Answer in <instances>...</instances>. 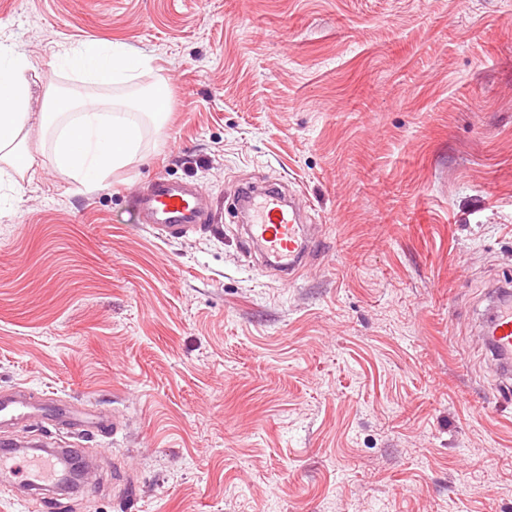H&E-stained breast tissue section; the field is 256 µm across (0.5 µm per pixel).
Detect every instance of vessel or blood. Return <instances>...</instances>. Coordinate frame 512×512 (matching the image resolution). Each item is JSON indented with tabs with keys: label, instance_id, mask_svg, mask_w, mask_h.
I'll return each mask as SVG.
<instances>
[{
	"label": "vessel or blood",
	"instance_id": "1",
	"mask_svg": "<svg viewBox=\"0 0 512 512\" xmlns=\"http://www.w3.org/2000/svg\"><path fill=\"white\" fill-rule=\"evenodd\" d=\"M240 202L248 211L247 242L264 253L281 275L294 273L312 247L300 220V209L285 200L278 189L245 187ZM143 223L169 237H180L200 229L211 205L205 195L187 182L157 178L138 197ZM481 340L502 369L512 368V297L503 296L491 304ZM53 400H33L23 387L0 391V426H13L24 418L42 416ZM77 427L85 433H115L117 418L98 414L81 416Z\"/></svg>",
	"mask_w": 512,
	"mask_h": 512
}]
</instances>
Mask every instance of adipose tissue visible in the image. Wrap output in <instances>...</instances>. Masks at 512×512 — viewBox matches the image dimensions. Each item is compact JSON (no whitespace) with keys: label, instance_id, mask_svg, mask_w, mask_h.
Returning a JSON list of instances; mask_svg holds the SVG:
<instances>
[{"label":"adipose tissue","instance_id":"1","mask_svg":"<svg viewBox=\"0 0 512 512\" xmlns=\"http://www.w3.org/2000/svg\"><path fill=\"white\" fill-rule=\"evenodd\" d=\"M56 58L99 86L133 82L151 62L141 51L115 43L65 46ZM31 69L23 54L0 42V164L19 172L34 162L28 144ZM168 108V94L161 88L132 113L120 101L107 112L95 98L75 103L55 96L40 114L39 133L51 139L56 165L91 191L137 153L142 140L139 115L159 124Z\"/></svg>","mask_w":512,"mask_h":512}]
</instances>
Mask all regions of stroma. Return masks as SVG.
Segmentation results:
<instances>
[{
    "instance_id": "1",
    "label": "stroma",
    "mask_w": 512,
    "mask_h": 512,
    "mask_svg": "<svg viewBox=\"0 0 512 512\" xmlns=\"http://www.w3.org/2000/svg\"><path fill=\"white\" fill-rule=\"evenodd\" d=\"M57 89L142 99L162 125L101 188L49 141L0 183V390L116 415L79 443L93 487L0 512H512V400L480 336L512 282V0H0ZM152 62L100 88L65 44ZM211 202L180 238L142 224L157 177ZM247 183L301 192L318 237L287 281L237 217ZM138 112L161 124L169 108V97L164 89H156L134 107Z\"/></svg>"
}]
</instances>
